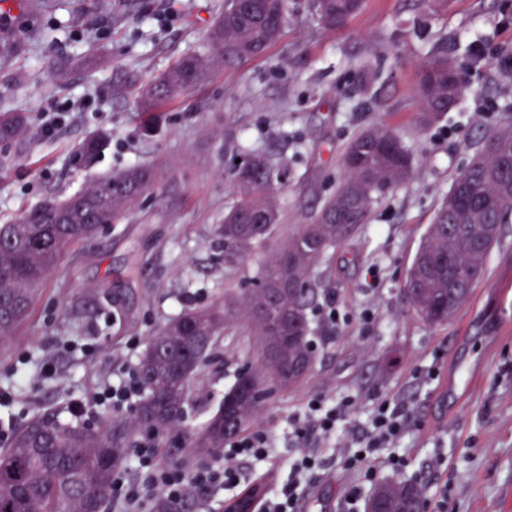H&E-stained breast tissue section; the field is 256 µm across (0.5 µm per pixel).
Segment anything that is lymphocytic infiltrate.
I'll return each mask as SVG.
<instances>
[{
	"label": "lymphocytic infiltrate",
	"mask_w": 512,
	"mask_h": 512,
	"mask_svg": "<svg viewBox=\"0 0 512 512\" xmlns=\"http://www.w3.org/2000/svg\"><path fill=\"white\" fill-rule=\"evenodd\" d=\"M355 402L342 398L334 402L312 399L294 420L295 450L288 476L266 489L257 512H301L300 506L315 478L322 473L356 475V483L344 491L346 512H359L362 483L376 477L382 449L391 447L407 430L411 421L408 408L400 402L382 400L367 421L353 423ZM356 425L343 447H332L339 428ZM138 476L127 481L115 477L112 503L119 512H144L155 497L179 498L187 486L226 490L237 488L246 477L245 468L270 464L280 454L274 441L255 429L229 437L221 457L212 465L187 466L161 462L155 439L140 441L132 450Z\"/></svg>",
	"instance_id": "1"
}]
</instances>
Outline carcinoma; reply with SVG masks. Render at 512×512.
Returning <instances> with one entry per match:
<instances>
[{
  "label": "carcinoma",
  "instance_id": "carcinoma-1",
  "mask_svg": "<svg viewBox=\"0 0 512 512\" xmlns=\"http://www.w3.org/2000/svg\"><path fill=\"white\" fill-rule=\"evenodd\" d=\"M363 0H313L321 26L341 30L362 8ZM288 21V0H242L224 8L209 33L206 50L180 59L151 85L138 90L143 112H154L180 92L202 81L212 64L234 66L260 55L276 42ZM453 62L436 56L421 65L417 96L421 120H440L458 98L449 96L457 77ZM25 132L24 118L0 113V141ZM496 151L480 149L454 181L435 212L414 255L404 287L410 304L430 324L441 325L467 302L485 273L487 257L498 243L501 227L512 222V124L487 136ZM93 136L77 156L93 159L103 148ZM250 168L231 171L234 200L219 233L224 264L234 267L264 246L281 221L277 191L288 167L263 154L248 153ZM343 184L309 224H301L267 259L261 286L224 296L201 308H187L165 322L149 339L139 361L138 378L145 396L130 426L81 427L61 423L41 412L16 430L0 448V512H85L88 499L101 508L112 497L114 473L128 455V435L141 427L162 438L177 430L193 382L212 358L224 334L245 328L259 337L269 361L238 378L224 393L208 420L189 435L190 447L215 455L224 441L260 411L269 386L291 389L312 371L314 346L308 338V309L316 299L312 277L330 251L367 223L373 203L405 183L412 156L390 129L376 127L356 136L344 153ZM148 167L98 178L60 202L27 211L0 224V340L10 337L27 316L35 294L61 256L96 236L124 210L158 184ZM376 503L388 512L417 509L418 492L405 483H387ZM201 500L190 488L179 500L157 497L151 512H200Z\"/></svg>",
  "mask_w": 512,
  "mask_h": 512
}]
</instances>
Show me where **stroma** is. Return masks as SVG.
<instances>
[{
    "instance_id": "stroma-1",
    "label": "stroma",
    "mask_w": 512,
    "mask_h": 512,
    "mask_svg": "<svg viewBox=\"0 0 512 512\" xmlns=\"http://www.w3.org/2000/svg\"><path fill=\"white\" fill-rule=\"evenodd\" d=\"M288 7L277 42L234 69L216 63L152 124L136 95H117L115 85L131 78L147 86L203 50L224 0H111L107 9L57 0L52 10L0 14V41L18 49L0 65V112L28 125L24 137L0 143V224L134 166L161 176L122 219L58 261L28 317L0 341V387L16 394L10 412L19 424L44 409L72 424L120 421L98 397L137 368L153 332L225 290L255 288L269 251L340 188L348 142L385 127L412 153L411 176L374 203L368 223L315 273L313 370L300 387L274 393L253 425L283 446L312 398H353L359 421L379 399L403 402L412 423L394 452L406 464L384 467L379 481L416 487L419 512H512V223L448 324L422 320L403 292L453 180L489 133L512 123V82L498 70L512 56V0H365L339 31L318 25L311 0ZM439 54L464 73L467 88L454 109L425 125L417 75ZM58 112L62 120L43 132ZM94 133L105 134V145L87 165L76 149ZM240 151L287 163L291 176L267 247L229 269L217 230L232 200L225 160ZM330 298L340 314L334 328L319 313ZM47 355L49 378L40 371ZM258 357L259 341L246 332L220 341L162 461L196 462L187 432ZM429 366L436 377H419ZM78 401L80 416L72 410ZM349 480L318 476L303 512H345Z\"/></svg>"
}]
</instances>
